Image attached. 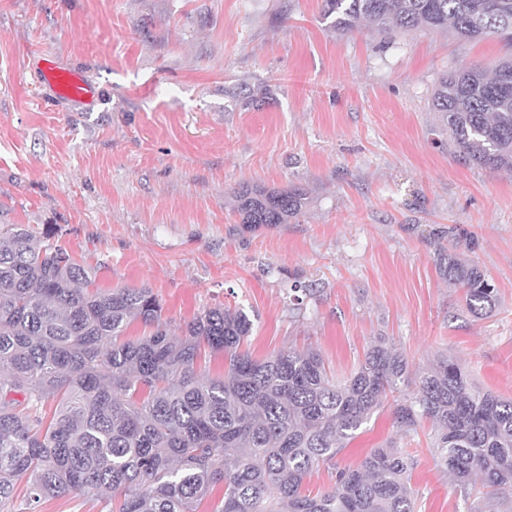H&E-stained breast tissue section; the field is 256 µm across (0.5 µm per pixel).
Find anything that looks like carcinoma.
I'll return each mask as SVG.
<instances>
[{"mask_svg": "<svg viewBox=\"0 0 512 512\" xmlns=\"http://www.w3.org/2000/svg\"><path fill=\"white\" fill-rule=\"evenodd\" d=\"M322 19L335 32L498 40L512 30V0H323ZM432 107L466 161L512 172L511 57L491 73L442 76ZM310 202L298 185L235 192L250 232L292 224ZM56 235L50 226L34 245L24 225H0V512L21 480L25 512L69 495L100 497L107 512H195L215 486L218 512H416L411 458L392 446L337 471L331 491L302 492L393 393L399 431L432 422L434 452L460 491L480 479L492 509L512 488V399L476 388L455 358L418 368L410 388L407 361L381 338L339 382L312 349L241 353L253 321L221 306L175 336L150 289L93 286ZM435 257L470 312L490 316L497 291L483 271L440 244ZM135 320L149 334L124 338ZM208 352L224 354V377L199 372Z\"/></svg>", "mask_w": 512, "mask_h": 512, "instance_id": "obj_1", "label": "carcinoma"}]
</instances>
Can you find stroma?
I'll return each mask as SVG.
<instances>
[{"label":"stroma","instance_id":"1","mask_svg":"<svg viewBox=\"0 0 512 512\" xmlns=\"http://www.w3.org/2000/svg\"><path fill=\"white\" fill-rule=\"evenodd\" d=\"M322 0H0V224L47 225L96 283L152 288L171 328L245 310L254 359L310 348L336 379L385 339L418 368L460 361L512 398V174L460 159L431 107L440 76L506 49L429 29L330 30ZM99 92L59 99L41 56ZM267 98L242 108V90ZM244 184L305 186L298 223L242 230ZM496 288L487 318L440 275L431 229ZM311 286L294 295L291 287ZM385 403L302 491L375 448L411 454L417 512H482Z\"/></svg>","mask_w":512,"mask_h":512}]
</instances>
